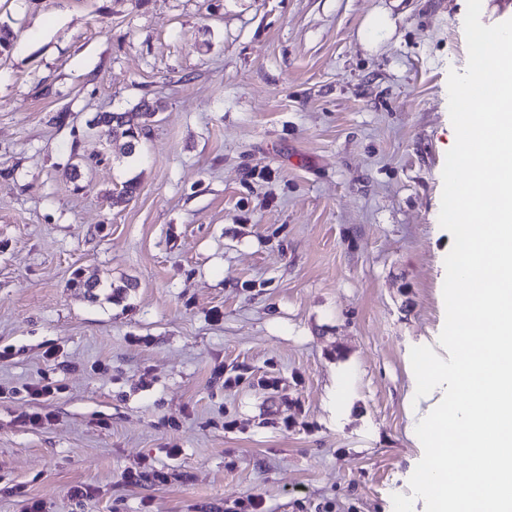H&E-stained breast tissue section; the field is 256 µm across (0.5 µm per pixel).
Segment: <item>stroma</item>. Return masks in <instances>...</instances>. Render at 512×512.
I'll return each instance as SVG.
<instances>
[{
	"mask_svg": "<svg viewBox=\"0 0 512 512\" xmlns=\"http://www.w3.org/2000/svg\"><path fill=\"white\" fill-rule=\"evenodd\" d=\"M465 13L0 0V512H394L444 394L410 350L447 355ZM144 98L120 157L87 123Z\"/></svg>",
	"mask_w": 512,
	"mask_h": 512,
	"instance_id": "obj_1",
	"label": "stroma"
}]
</instances>
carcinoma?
I'll use <instances>...</instances> for the list:
<instances>
[{
  "mask_svg": "<svg viewBox=\"0 0 512 512\" xmlns=\"http://www.w3.org/2000/svg\"><path fill=\"white\" fill-rule=\"evenodd\" d=\"M162 110L158 100H141L126 112H98L94 120L99 129L107 135L109 143H121V155L131 157Z\"/></svg>",
  "mask_w": 512,
  "mask_h": 512,
  "instance_id": "carcinoma-1",
  "label": "carcinoma"
}]
</instances>
